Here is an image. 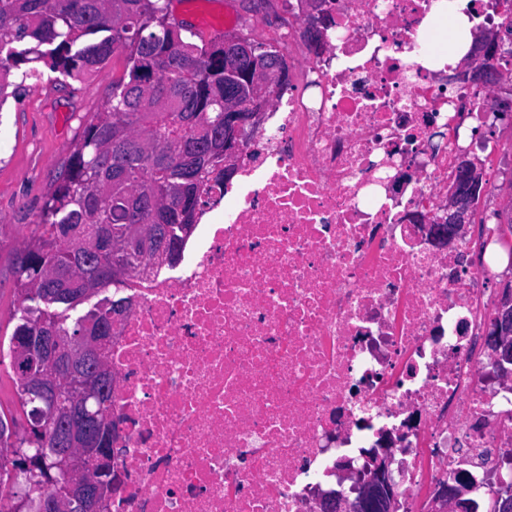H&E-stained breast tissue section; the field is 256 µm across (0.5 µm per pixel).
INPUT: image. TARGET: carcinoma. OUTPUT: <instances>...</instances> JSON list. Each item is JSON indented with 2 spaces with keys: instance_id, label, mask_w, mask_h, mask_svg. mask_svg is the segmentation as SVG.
Returning <instances> with one entry per match:
<instances>
[{
  "instance_id": "cac0c4a2",
  "label": "carcinoma",
  "mask_w": 512,
  "mask_h": 512,
  "mask_svg": "<svg viewBox=\"0 0 512 512\" xmlns=\"http://www.w3.org/2000/svg\"><path fill=\"white\" fill-rule=\"evenodd\" d=\"M188 25L175 22L170 0H0V107L33 87L43 64L64 84L100 70L117 51L125 68L112 80V94L87 121L81 141L56 179L39 214V233L21 246L14 262L19 302L11 335L0 343V364L9 359L19 415H0V485L11 478L16 457L53 446L56 427L32 428L16 441L18 416L31 422L30 377L50 370L47 357H22L15 337L45 332L57 338L62 358L83 372L85 361L101 366L104 400L112 402L109 342L78 353L82 336H110L113 300L81 313L89 294L123 288L143 254L117 255L112 244L130 226L143 224L148 247L177 243V264L212 185L224 181V56L237 55L242 36L222 34L196 43ZM252 46L251 69L236 77L238 111L255 97L270 99L271 84L288 83L283 52L262 42Z\"/></svg>"
}]
</instances>
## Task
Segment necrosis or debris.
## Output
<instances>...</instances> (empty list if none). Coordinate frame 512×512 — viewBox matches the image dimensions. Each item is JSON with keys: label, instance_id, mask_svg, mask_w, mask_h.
<instances>
[{"label": "necrosis or debris", "instance_id": "necrosis-or-debris-1", "mask_svg": "<svg viewBox=\"0 0 512 512\" xmlns=\"http://www.w3.org/2000/svg\"><path fill=\"white\" fill-rule=\"evenodd\" d=\"M434 3L324 0L314 51L288 0V85L234 195L212 192L178 264L131 276L112 324V512H319L339 462L374 449L401 512H430L457 472L477 486L512 461V378L483 346L496 227L427 232L499 84L449 88Z\"/></svg>", "mask_w": 512, "mask_h": 512}]
</instances>
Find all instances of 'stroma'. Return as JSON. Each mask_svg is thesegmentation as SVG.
<instances>
[{
	"mask_svg": "<svg viewBox=\"0 0 512 512\" xmlns=\"http://www.w3.org/2000/svg\"><path fill=\"white\" fill-rule=\"evenodd\" d=\"M210 10H229L237 34L270 43L286 25L278 0H202ZM123 54L104 70L86 72L61 86L42 79L0 106V332L11 333L18 306L11 262L23 240L33 235L51 185L81 139L91 112L97 110L120 73Z\"/></svg>",
	"mask_w": 512,
	"mask_h": 512,
	"instance_id": "35a3bbf8",
	"label": "stroma"
}]
</instances>
